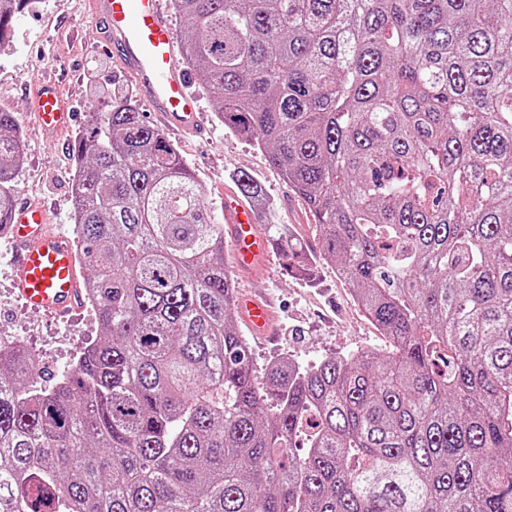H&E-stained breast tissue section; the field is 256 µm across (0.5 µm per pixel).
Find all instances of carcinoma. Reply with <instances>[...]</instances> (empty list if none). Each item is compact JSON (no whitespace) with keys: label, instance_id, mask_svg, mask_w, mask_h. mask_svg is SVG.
<instances>
[{"label":"carcinoma","instance_id":"1","mask_svg":"<svg viewBox=\"0 0 512 512\" xmlns=\"http://www.w3.org/2000/svg\"><path fill=\"white\" fill-rule=\"evenodd\" d=\"M24 2L0 0V47ZM172 5L224 127L304 201L390 350L257 381L224 225L114 98L73 143L99 336L39 387L0 351V512H512V0ZM23 154L0 109V228Z\"/></svg>","mask_w":512,"mask_h":512}]
</instances>
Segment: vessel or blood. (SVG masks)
Listing matches in <instances>:
<instances>
[{
    "instance_id": "1",
    "label": "vessel or blood",
    "mask_w": 512,
    "mask_h": 512,
    "mask_svg": "<svg viewBox=\"0 0 512 512\" xmlns=\"http://www.w3.org/2000/svg\"><path fill=\"white\" fill-rule=\"evenodd\" d=\"M91 8L105 30V48L119 60L150 111L158 113L171 132L202 133L188 73L178 61L181 47L168 0H91ZM31 113L50 134L67 130L72 116L68 102L52 82L35 88ZM224 221L237 269H251L270 256V242L257 231L255 211L231 193L224 196ZM6 231L14 245L12 264L26 305L53 315L76 307L82 300V289L73 245L68 237L52 231L45 205L22 202L11 214ZM237 305L256 333L274 335L267 304L242 293Z\"/></svg>"
}]
</instances>
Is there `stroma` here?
Masks as SVG:
<instances>
[{"label":"stroma","instance_id":"stroma-1","mask_svg":"<svg viewBox=\"0 0 512 512\" xmlns=\"http://www.w3.org/2000/svg\"><path fill=\"white\" fill-rule=\"evenodd\" d=\"M103 38L90 0H30L15 17L12 40L0 47V108L14 112L24 143L25 164L16 178L15 199L47 205L54 230L69 236L74 233L73 142L88 129L90 113L105 111L107 93L130 88L119 62L104 49ZM48 76L55 78L75 113L71 128L53 140L28 111L34 88ZM196 95L204 134H174L170 140L193 170L216 219L224 217L230 174L246 171L264 185L268 196L261 231L275 239L292 229L309 258L308 270L290 271L277 253L256 272L234 276L237 292L271 300L277 316L275 336L249 340L256 369L281 357L306 366L365 347L388 351V340L354 306L334 265L321 259L319 236L303 201L269 165L261 148L224 127L211 94L200 88ZM11 249L8 237L0 236V336L25 337L46 370H63L85 341L98 336L94 316L83 305L63 316L27 309L14 284Z\"/></svg>","mask_w":512,"mask_h":512}]
</instances>
